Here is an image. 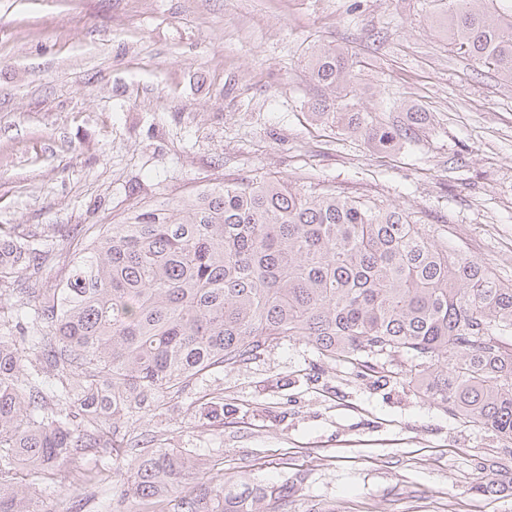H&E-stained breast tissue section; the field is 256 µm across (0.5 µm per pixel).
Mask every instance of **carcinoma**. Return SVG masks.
Wrapping results in <instances>:
<instances>
[{
  "label": "carcinoma",
  "mask_w": 512,
  "mask_h": 512,
  "mask_svg": "<svg viewBox=\"0 0 512 512\" xmlns=\"http://www.w3.org/2000/svg\"><path fill=\"white\" fill-rule=\"evenodd\" d=\"M442 0L448 44L512 83V13ZM345 48L312 55L313 115L386 150L429 122L356 107ZM49 252L0 234V478L54 477L68 459L125 449L112 512H262L288 484L238 491L180 453L148 448L134 417L196 376L259 358L285 337L327 358H401L402 375L449 414L512 443V284L439 245L423 224L284 180L227 183L129 224L88 228L50 288ZM19 333L21 343L10 339ZM0 512H39L0 483Z\"/></svg>",
  "instance_id": "cac0c4a2"
}]
</instances>
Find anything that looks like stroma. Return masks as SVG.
I'll use <instances>...</instances> for the list:
<instances>
[{"label":"stroma","mask_w":512,"mask_h":512,"mask_svg":"<svg viewBox=\"0 0 512 512\" xmlns=\"http://www.w3.org/2000/svg\"><path fill=\"white\" fill-rule=\"evenodd\" d=\"M437 0H0V227L64 258L82 230L277 178L398 208L512 284V83L453 51ZM352 51L361 103L432 125L379 150L310 116L308 60ZM396 363L287 337L137 426L287 512H512V446L421 398ZM23 479L39 512H104L116 482ZM494 484L491 493L481 484Z\"/></svg>","instance_id":"1"}]
</instances>
